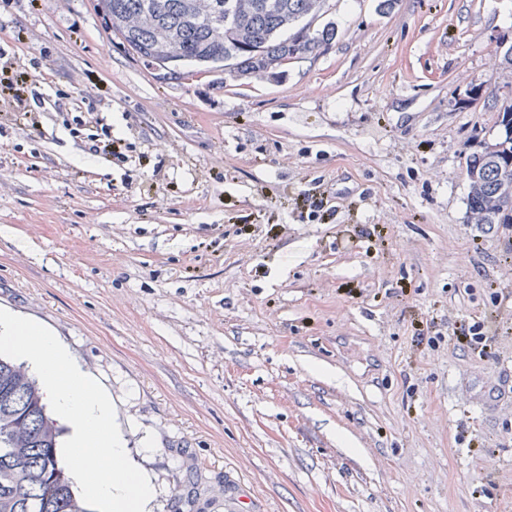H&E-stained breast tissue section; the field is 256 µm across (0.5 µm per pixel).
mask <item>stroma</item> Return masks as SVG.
<instances>
[{"label":"stroma","instance_id":"1","mask_svg":"<svg viewBox=\"0 0 512 512\" xmlns=\"http://www.w3.org/2000/svg\"><path fill=\"white\" fill-rule=\"evenodd\" d=\"M500 2L330 0L316 57L177 82L92 0H0L42 101L0 105V309L103 386L150 512H512V224L466 204ZM96 124V133L87 135V139L92 142L91 148L94 152H105L110 156L120 158L124 156L123 150H126L127 144L124 143L122 138L112 136V128L110 125ZM123 141V143H122Z\"/></svg>","mask_w":512,"mask_h":512}]
</instances>
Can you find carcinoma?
I'll use <instances>...</instances> for the list:
<instances>
[{
  "mask_svg": "<svg viewBox=\"0 0 512 512\" xmlns=\"http://www.w3.org/2000/svg\"><path fill=\"white\" fill-rule=\"evenodd\" d=\"M94 0V9L144 65L174 52L179 78L230 66L238 76L275 75L290 59L316 56L336 38L327 22L302 42L317 0ZM495 143L470 153L469 211L493 227L512 224V105L500 113ZM65 427L48 411L37 379L23 362L0 355V512H93L60 459Z\"/></svg>",
  "mask_w": 512,
  "mask_h": 512,
  "instance_id": "cac0c4a2",
  "label": "carcinoma"
}]
</instances>
